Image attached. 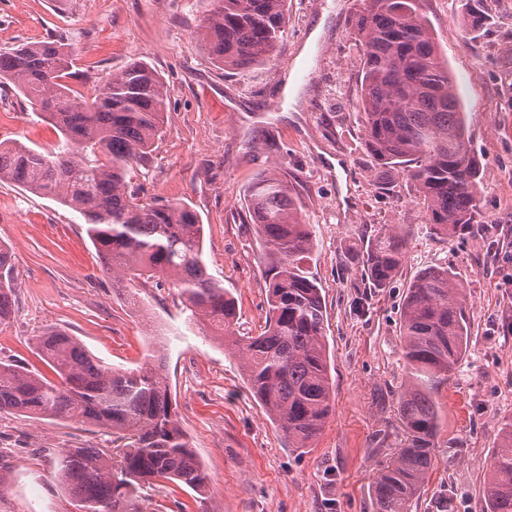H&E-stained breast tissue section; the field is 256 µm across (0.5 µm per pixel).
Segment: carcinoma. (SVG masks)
I'll list each match as a JSON object with an SVG mask.
<instances>
[{
	"label": "carcinoma",
	"mask_w": 512,
	"mask_h": 512,
	"mask_svg": "<svg viewBox=\"0 0 512 512\" xmlns=\"http://www.w3.org/2000/svg\"><path fill=\"white\" fill-rule=\"evenodd\" d=\"M424 0H369L356 27L362 70L356 107L364 143L377 165L400 169L426 205L431 232L451 241L479 223L480 163L448 65L423 13ZM286 0H212L200 21L214 64L245 70L268 60L283 38ZM482 0H467L464 27H481ZM71 51L51 37L0 51V86L14 88L59 131L57 145L34 149L0 141V182L13 183L80 214L112 281L167 284L190 316L239 354L249 387L290 448H309L332 410L324 304L309 267L313 237L288 180L259 172L248 211L259 237L267 288L265 330L242 337L236 306L203 261L204 228L180 203L141 199L130 173L151 154L167 116L168 89L147 63L132 59L81 93ZM409 232L388 228L352 254L370 288L396 277ZM12 254L0 244V323L12 313ZM408 380L399 394L400 448L379 464L372 486L376 512H410L433 466L436 395L467 349L465 290L446 266L428 268L409 285L400 317ZM52 382L0 360V412L74 421L112 431V449L68 448L58 478L80 512H144L140 490L179 481L199 495L209 478L181 428L164 364L152 359L120 371L74 337L47 330L34 337ZM488 512H512V418L501 422L484 484Z\"/></svg>",
	"instance_id": "carcinoma-1"
}]
</instances>
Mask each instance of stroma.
I'll return each mask as SVG.
<instances>
[{
	"instance_id": "stroma-1",
	"label": "stroma",
	"mask_w": 512,
	"mask_h": 512,
	"mask_svg": "<svg viewBox=\"0 0 512 512\" xmlns=\"http://www.w3.org/2000/svg\"><path fill=\"white\" fill-rule=\"evenodd\" d=\"M467 0H426L425 12L467 117L482 177L483 227L448 241L431 233L415 186L374 165L354 103L361 69L355 20L366 0H288L270 61L217 67L197 24L211 0H0V50L53 36L74 51L84 91L131 59L166 82L168 116L131 179L145 201L191 206L204 225V261L236 302L241 335L266 321L255 226L243 195L265 169L288 176L312 226L335 394L311 447H289L252 395L237 356L191 319L175 289L121 283L102 269L82 216L0 183V243L12 251L13 313L0 358L48 373L32 344L56 328L112 368L163 358L181 427L210 478L206 497L182 483L142 490L145 512H374L378 462L402 440L398 396L407 374L400 313L410 283L446 266L467 293L469 343L438 393L434 467L411 512H486L487 466L512 417V0H483L464 29ZM52 148L56 128L12 88L0 89V140ZM410 230L386 288L365 286L351 248L387 228ZM111 431L0 413V512H78L57 477L68 448H108Z\"/></svg>"
}]
</instances>
